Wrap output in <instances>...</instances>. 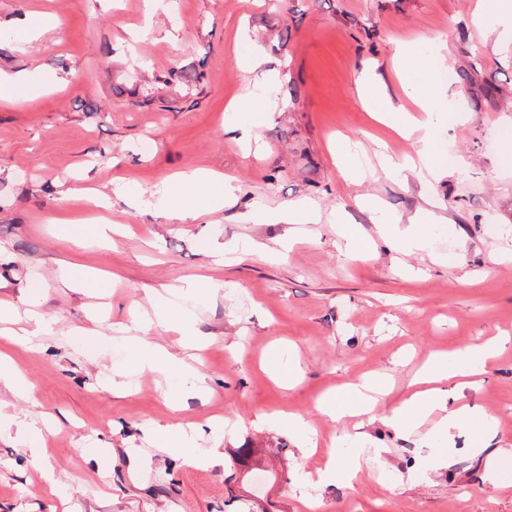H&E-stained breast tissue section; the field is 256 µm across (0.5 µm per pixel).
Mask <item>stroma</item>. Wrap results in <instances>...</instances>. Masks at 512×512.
Wrapping results in <instances>:
<instances>
[{
  "instance_id": "stroma-1",
  "label": "stroma",
  "mask_w": 512,
  "mask_h": 512,
  "mask_svg": "<svg viewBox=\"0 0 512 512\" xmlns=\"http://www.w3.org/2000/svg\"><path fill=\"white\" fill-rule=\"evenodd\" d=\"M477 0H0L11 35L0 70L44 84L0 101V299L33 286L54 321L32 348L0 331L34 387L9 410L40 428L31 457L0 436V512H512V475L483 479L485 455L459 435L448 464L421 433L387 425L427 360L497 340L499 355L474 375L463 404L496 419L489 448H512V42L490 33ZM56 27L29 34L34 15ZM418 45L400 64L395 47ZM260 57V67L238 65ZM74 81H66L68 72ZM437 87L432 132L404 136L376 122L367 101L384 87L414 113L404 85ZM257 140L228 133L230 120ZM426 147L434 170L388 176L377 153L404 159ZM223 173L235 187L222 206L182 224L156 191L176 173ZM114 231L94 234L97 212L63 199L58 179L110 191ZM305 201L314 221L285 224ZM430 217L429 252L382 246L346 254L340 227L377 237L379 220ZM73 218L68 232L51 215ZM249 243L260 254L219 264L214 250ZM75 262L111 281L105 298L67 287ZM208 282L183 303L185 323L143 327L180 359L184 341L208 335L196 367L211 392L131 377L113 394L120 328L152 313L157 291ZM103 334L96 357L78 335ZM301 380L288 381L289 367ZM386 376L388 395L331 418L323 399L348 381ZM300 415L301 430L271 428L266 414ZM222 423L224 464L187 466L152 434L174 424L211 447ZM337 462L350 482L299 480ZM385 449L360 468L361 446ZM59 480L49 488L42 470Z\"/></svg>"
}]
</instances>
